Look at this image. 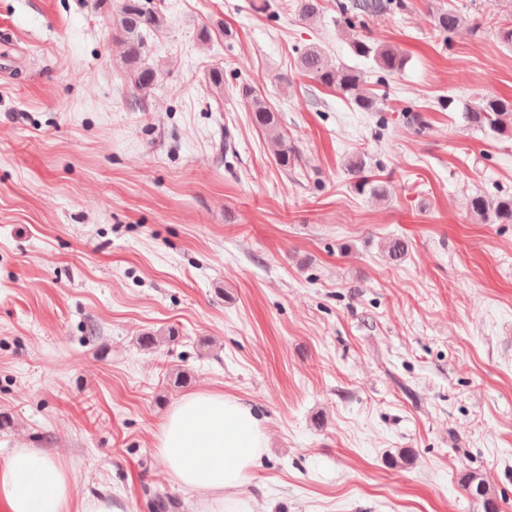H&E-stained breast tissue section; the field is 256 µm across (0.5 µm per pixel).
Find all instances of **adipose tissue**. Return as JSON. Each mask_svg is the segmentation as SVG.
Returning a JSON list of instances; mask_svg holds the SVG:
<instances>
[{
  "label": "adipose tissue",
  "mask_w": 512,
  "mask_h": 512,
  "mask_svg": "<svg viewBox=\"0 0 512 512\" xmlns=\"http://www.w3.org/2000/svg\"><path fill=\"white\" fill-rule=\"evenodd\" d=\"M266 446L252 408L219 391L177 401L163 419L154 451L168 481L194 494L199 512H224L247 494ZM0 512H119L110 495L78 496L72 471L34 448L0 463Z\"/></svg>",
  "instance_id": "1"
}]
</instances>
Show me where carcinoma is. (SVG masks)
Here are the masks:
<instances>
[{
	"mask_svg": "<svg viewBox=\"0 0 512 512\" xmlns=\"http://www.w3.org/2000/svg\"><path fill=\"white\" fill-rule=\"evenodd\" d=\"M321 2L322 0H285V6L306 21L320 12ZM395 7V0H336V10L351 29L363 26L368 17L386 13ZM164 21L165 16L156 0H122L113 19L112 28L120 34L123 60L130 70L132 88L141 97L149 95L161 77L157 68L144 64L143 60L147 51L146 35L159 31ZM433 23L437 31L452 34L466 23V17L459 10L450 7L438 11L434 15ZM352 50L357 56L372 60L377 68L387 73H395L405 65V57L397 48L373 39H354ZM298 67L318 84L338 90L357 107L363 110L375 109L377 99L366 87L364 74L354 68L330 65L321 48L313 46L303 52L298 59ZM242 96L249 103L254 124L266 136L276 164L284 170L294 166L297 160L296 150L288 143V134L283 129L278 112L249 87L242 89ZM465 118L472 127H489L501 132L511 130L512 100L495 96L481 97L467 108ZM348 168L358 191L367 192L377 198L387 196V183L374 180L368 175L367 163L362 157H352ZM470 206L474 214L493 224H512V197L494 199L477 194L471 198ZM175 339L176 333L173 331L165 336L149 332L140 341L143 347L154 349Z\"/></svg>",
	"mask_w": 512,
	"mask_h": 512,
	"instance_id": "carcinoma-1",
	"label": "carcinoma"
}]
</instances>
